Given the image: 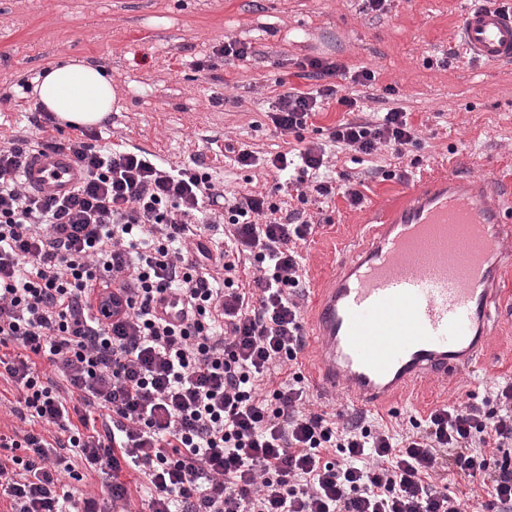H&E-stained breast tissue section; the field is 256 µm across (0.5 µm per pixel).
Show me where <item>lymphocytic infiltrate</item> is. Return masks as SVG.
Masks as SVG:
<instances>
[{
	"instance_id": "1",
	"label": "lymphocytic infiltrate",
	"mask_w": 512,
	"mask_h": 512,
	"mask_svg": "<svg viewBox=\"0 0 512 512\" xmlns=\"http://www.w3.org/2000/svg\"><path fill=\"white\" fill-rule=\"evenodd\" d=\"M338 74L333 63L303 64L302 78L320 86L278 95L276 132L306 129L332 99L354 108L330 83ZM35 127L0 147V380L31 423L0 433L9 512H99L52 469L58 448L76 461L70 478L108 473L116 506L129 503L120 475L134 466L151 512H463L438 485L451 468L486 492L491 512H512V383L498 386L491 410L446 405L399 431L308 408L297 296L299 247L314 227L300 206L312 192L360 205L357 183L317 181L289 211L269 192L223 197L199 167L102 147L95 130L57 139L48 113ZM330 138L366 155L386 146L400 156L416 142L400 108L340 122ZM56 149L75 158L82 182L59 198L26 190L28 158ZM325 155L311 141L266 164L306 176ZM217 204L224 241L193 255ZM170 292L186 306L177 325L155 310ZM42 360L55 380L44 379Z\"/></svg>"
}]
</instances>
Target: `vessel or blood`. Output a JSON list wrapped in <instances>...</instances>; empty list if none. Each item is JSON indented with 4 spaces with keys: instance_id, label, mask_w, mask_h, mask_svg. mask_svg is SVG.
I'll return each mask as SVG.
<instances>
[{
    "instance_id": "1",
    "label": "vessel or blood",
    "mask_w": 512,
    "mask_h": 512,
    "mask_svg": "<svg viewBox=\"0 0 512 512\" xmlns=\"http://www.w3.org/2000/svg\"><path fill=\"white\" fill-rule=\"evenodd\" d=\"M471 57L512 62V10L473 8L457 31ZM83 172L65 150L31 156L24 186L63 196ZM495 177L457 172L425 179L375 211L362 246L340 255L308 336L323 350L315 382L369 409L430 379L469 368L495 329L505 269L512 266V213ZM475 243L457 257L461 231Z\"/></svg>"
}]
</instances>
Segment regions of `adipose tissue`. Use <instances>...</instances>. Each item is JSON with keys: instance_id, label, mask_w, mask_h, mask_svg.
<instances>
[{"instance_id": "adipose-tissue-1", "label": "adipose tissue", "mask_w": 512, "mask_h": 512, "mask_svg": "<svg viewBox=\"0 0 512 512\" xmlns=\"http://www.w3.org/2000/svg\"><path fill=\"white\" fill-rule=\"evenodd\" d=\"M37 103L58 119L77 126H94L112 112V80L104 68L62 62L50 68L33 88Z\"/></svg>"}]
</instances>
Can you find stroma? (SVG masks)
<instances>
[{
	"instance_id": "stroma-1",
	"label": "stroma",
	"mask_w": 512,
	"mask_h": 512,
	"mask_svg": "<svg viewBox=\"0 0 512 512\" xmlns=\"http://www.w3.org/2000/svg\"><path fill=\"white\" fill-rule=\"evenodd\" d=\"M477 0H388L384 11L364 0H0V145L31 137L35 103L23 87L56 63L75 59L103 67L115 102L108 118L115 144L136 146L173 166L203 162L219 189L260 192L273 183L264 167L240 168L224 146L243 143L260 154L296 147L275 133L267 114L276 79L302 89L298 64L307 58L376 79L347 84L363 117L404 109L418 142L402 157L379 149H348L332 158L336 172L366 186L350 207L342 196L299 204L292 184L278 201L304 208L314 234L301 249L311 311L333 256L361 243L375 205L398 198L424 173L457 168L472 179L493 174L512 182V62L487 64L458 57L453 35ZM234 39L250 44L249 61L195 70L213 47ZM502 321L481 363L448 384L428 382L397 409L374 420L406 427L442 405H494L498 385L512 382V272L505 278Z\"/></svg>"
}]
</instances>
